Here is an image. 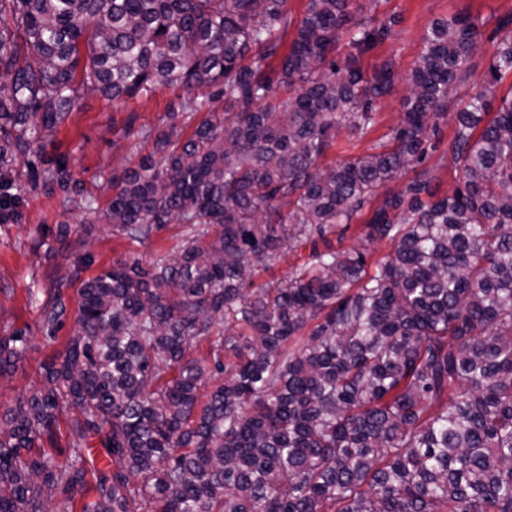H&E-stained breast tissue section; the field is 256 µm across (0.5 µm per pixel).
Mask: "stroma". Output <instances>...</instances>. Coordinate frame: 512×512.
<instances>
[{
  "instance_id": "obj_1",
  "label": "stroma",
  "mask_w": 512,
  "mask_h": 512,
  "mask_svg": "<svg viewBox=\"0 0 512 512\" xmlns=\"http://www.w3.org/2000/svg\"><path fill=\"white\" fill-rule=\"evenodd\" d=\"M350 11L356 23L370 15L390 21L389 36L363 55L360 64L370 72L392 61L395 87L379 105L377 122L367 134H338L324 157L328 164L343 163L369 153L376 142L388 141L403 116L424 38L436 20L453 15L480 18L482 47L472 61L468 84H481L501 37L498 20L512 13V0H352ZM177 102L176 92L169 89L128 97L117 105L100 94H84L64 123L33 140L27 154L11 163L9 185L0 191L10 201L7 217L0 219V338L25 331L29 348L14 373L0 378V411L39 382L49 356L65 352L75 327L81 281L70 278L74 261H83L81 279H89L118 260L150 262L154 251L173 250L185 237V225L168 224L146 248L118 234L107 219L113 179L123 177L149 152L130 133V126L163 124ZM60 163L81 183L80 193L69 200L51 175ZM63 224L69 232L62 240L58 229ZM65 279L71 282L66 324L57 339L48 343L39 327L41 305Z\"/></svg>"
}]
</instances>
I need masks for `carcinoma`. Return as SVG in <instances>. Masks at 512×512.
I'll use <instances>...</instances> for the list:
<instances>
[{
	"mask_svg": "<svg viewBox=\"0 0 512 512\" xmlns=\"http://www.w3.org/2000/svg\"><path fill=\"white\" fill-rule=\"evenodd\" d=\"M350 2L308 0L295 27L286 0H0V170L89 90L179 89L180 113L209 112L187 138L175 112L138 128L152 151L112 185L109 223L141 244L165 224L186 237L83 282L64 355L0 412V512H512V95L485 120L512 15L454 115L463 187L436 195L425 167L379 198L359 245L321 251L436 149L482 39L476 18L435 21L389 144L322 167L394 91L392 61L359 66L391 22L353 28ZM55 175L71 201L79 184ZM65 293L42 305L47 342ZM28 343L0 338V376ZM66 412L60 466L43 445Z\"/></svg>",
	"mask_w": 512,
	"mask_h": 512,
	"instance_id": "obj_1",
	"label": "carcinoma"
}]
</instances>
